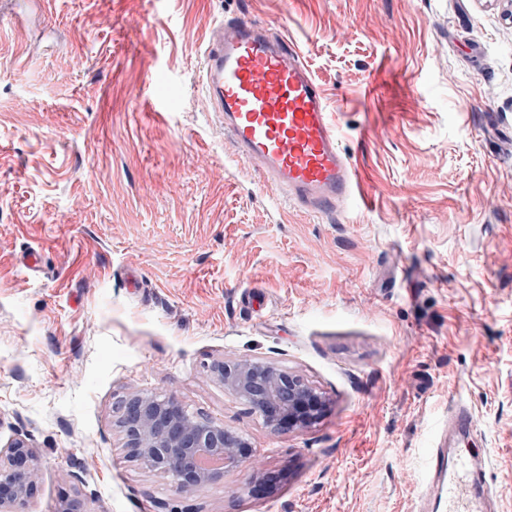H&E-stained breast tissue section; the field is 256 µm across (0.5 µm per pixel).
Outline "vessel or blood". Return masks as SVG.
Instances as JSON below:
<instances>
[{
	"mask_svg": "<svg viewBox=\"0 0 512 512\" xmlns=\"http://www.w3.org/2000/svg\"><path fill=\"white\" fill-rule=\"evenodd\" d=\"M199 83L240 158L256 166L285 203L324 215L356 200L359 175L320 85L287 38L244 15L220 22L209 34ZM447 455V449H429L425 470L440 482L448 512H479L491 494L481 457L450 466Z\"/></svg>",
	"mask_w": 512,
	"mask_h": 512,
	"instance_id": "b4317fda",
	"label": "vessel or blood"
}]
</instances>
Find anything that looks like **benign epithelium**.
Instances as JSON below:
<instances>
[{
    "mask_svg": "<svg viewBox=\"0 0 512 512\" xmlns=\"http://www.w3.org/2000/svg\"><path fill=\"white\" fill-rule=\"evenodd\" d=\"M211 373L227 395L247 404L273 434L307 428L327 408L323 393L301 377L257 358L217 363ZM126 404L130 416L120 424L125 448L143 469L170 478L176 495L191 498L245 469L248 492L274 496L267 472L251 462L245 433L188 412L170 394L136 391ZM36 472L37 456L26 440L16 438L0 448V512L25 504Z\"/></svg>",
    "mask_w": 512,
    "mask_h": 512,
    "instance_id": "benign-epithelium-1",
    "label": "benign epithelium"
}]
</instances>
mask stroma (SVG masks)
<instances>
[{
  "mask_svg": "<svg viewBox=\"0 0 512 512\" xmlns=\"http://www.w3.org/2000/svg\"><path fill=\"white\" fill-rule=\"evenodd\" d=\"M242 11L297 45L361 209L284 210L238 161L198 73ZM244 356L328 411L272 435L210 375ZM136 389L246 432L276 495L239 472L177 499L128 456ZM19 436L23 512H446L422 468L443 440L512 512V0H0V446Z\"/></svg>",
  "mask_w": 512,
  "mask_h": 512,
  "instance_id": "35a3bbf8",
  "label": "stroma"
}]
</instances>
